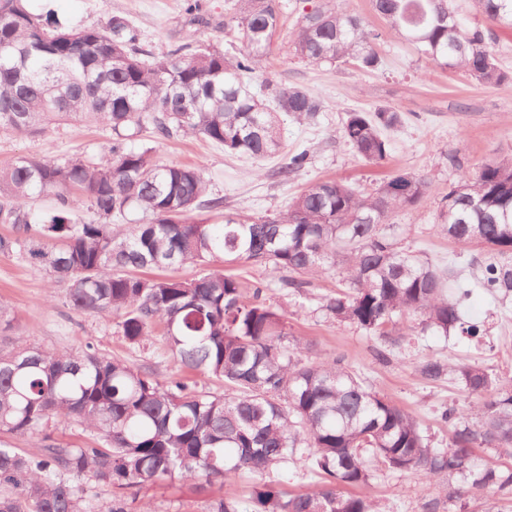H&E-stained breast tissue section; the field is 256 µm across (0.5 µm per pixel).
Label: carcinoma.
<instances>
[{"mask_svg":"<svg viewBox=\"0 0 512 512\" xmlns=\"http://www.w3.org/2000/svg\"><path fill=\"white\" fill-rule=\"evenodd\" d=\"M30 0H0V129L37 137L56 121L103 125L112 145L97 160L58 163L20 157L0 167V223L16 229L0 250L23 248L27 261L68 284L77 310L113 314L133 345L163 326L181 366L224 380L231 393L200 392L181 379L95 351L58 352L28 345L0 352V434L35 438L49 423L73 424L95 445L34 444L25 453L0 440V512H132L125 491L146 483H212L241 472L256 478L246 498L220 496L204 512H378L364 494L381 468L429 483L462 477L480 512H512V467L477 466L476 444L512 450V379L478 364L455 369L473 395L465 417L453 406L440 414L453 427L447 448H432L417 419L366 386L339 359L302 364L285 344V316L267 302L268 286L246 298L237 278L212 267L220 259L270 265L300 276L343 263L342 287L325 299L326 314L372 334L448 329L477 337L461 307L470 290L454 288V271L421 260L389 233L395 214L430 191L428 181L398 172L371 194L342 181L310 184L288 209L261 217H202L222 206L196 166L160 162L156 148L134 137L152 130L160 143L201 136L228 154L262 160L283 153L278 174L306 167V148L287 149L282 116L313 120L322 102L300 86L275 87L261 100L246 76L262 68L281 23L278 0H235L224 34L238 53L180 47L153 57L135 29L115 18L106 29H72L34 12ZM486 19L512 30V0H476ZM387 31L411 40L442 67L486 85L512 79L497 65L481 29L460 25L449 0H372ZM380 34L347 10L319 5L302 15L295 54L311 62H351L376 70ZM400 122L391 108L349 112L343 138L368 164L390 153L385 131ZM55 200L35 210L37 197ZM84 198L95 219L76 212ZM130 218L123 234L112 217ZM435 226L456 244L482 246L490 256L512 253V156L493 158L442 197ZM205 267L191 279L147 277L143 270ZM481 286L512 291V270L485 265ZM438 381L447 366L418 365ZM300 456L323 482L311 493L286 490L277 473ZM117 490L93 504L77 479Z\"/></svg>","mask_w":512,"mask_h":512,"instance_id":"obj_1","label":"carcinoma"}]
</instances>
